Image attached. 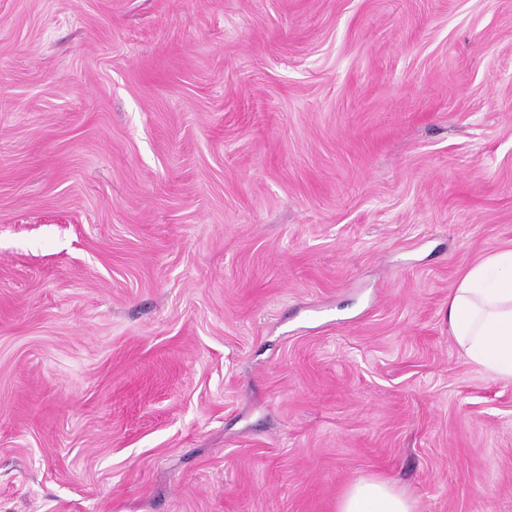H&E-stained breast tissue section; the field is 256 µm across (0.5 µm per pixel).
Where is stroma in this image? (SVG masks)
<instances>
[{
    "mask_svg": "<svg viewBox=\"0 0 512 512\" xmlns=\"http://www.w3.org/2000/svg\"><path fill=\"white\" fill-rule=\"evenodd\" d=\"M508 247L512 0H0V512H512ZM448 332L469 362L512 381V248L466 269L448 295ZM338 512H415L414 502L384 480L352 483L338 503Z\"/></svg>",
    "mask_w": 512,
    "mask_h": 512,
    "instance_id": "stroma-1",
    "label": "stroma"
}]
</instances>
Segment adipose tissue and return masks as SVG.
<instances>
[{"label":"adipose tissue","instance_id":"adipose-tissue-1","mask_svg":"<svg viewBox=\"0 0 512 512\" xmlns=\"http://www.w3.org/2000/svg\"><path fill=\"white\" fill-rule=\"evenodd\" d=\"M448 332L471 363L512 381V248L483 257L448 295ZM338 512H415L413 501L387 481L352 483Z\"/></svg>","mask_w":512,"mask_h":512}]
</instances>
